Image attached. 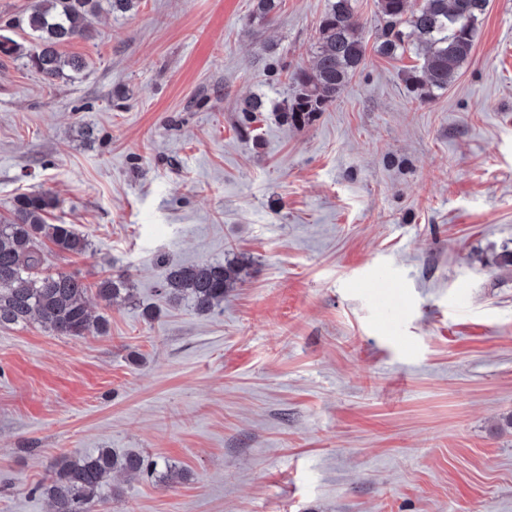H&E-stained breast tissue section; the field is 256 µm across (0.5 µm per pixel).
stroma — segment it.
I'll return each instance as SVG.
<instances>
[{"label":"stroma","mask_w":512,"mask_h":512,"mask_svg":"<svg viewBox=\"0 0 512 512\" xmlns=\"http://www.w3.org/2000/svg\"><path fill=\"white\" fill-rule=\"evenodd\" d=\"M326 3L104 9L51 83L0 56V217L56 197L89 246L45 244L47 269L131 283L89 292L103 336L0 326V512H52L48 465L102 448L186 478L115 476L100 512H512V0L426 99L356 0L365 63L297 128L278 113ZM240 259L212 312L161 292ZM129 278L124 276L106 277L96 284V292L104 301L110 303L119 298L130 297L131 288Z\"/></svg>","instance_id":"stroma-1"}]
</instances>
